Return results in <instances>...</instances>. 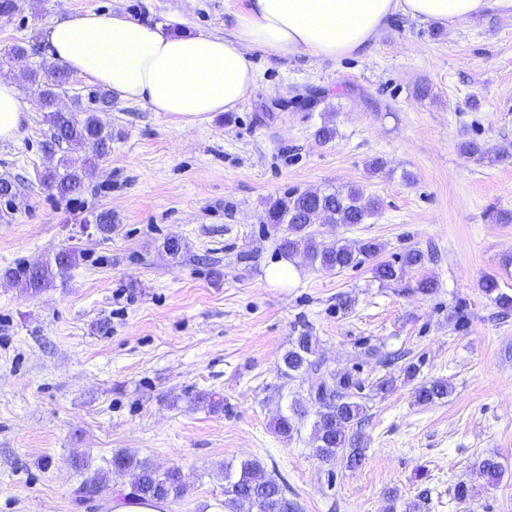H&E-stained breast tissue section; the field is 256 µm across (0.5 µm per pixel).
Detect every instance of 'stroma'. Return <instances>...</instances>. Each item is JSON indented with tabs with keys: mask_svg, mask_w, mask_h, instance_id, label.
<instances>
[{
	"mask_svg": "<svg viewBox=\"0 0 512 512\" xmlns=\"http://www.w3.org/2000/svg\"><path fill=\"white\" fill-rule=\"evenodd\" d=\"M0 17V67L29 109L0 142V175L19 180L0 202V512H104L76 502L72 451L101 467L116 450L176 466L188 492L170 512H224L225 464L261 461L301 512H512V312L484 293L512 289V15L443 26L397 14L351 57L249 48L251 96L233 112L197 117L116 101L101 119L112 149L76 200L41 183L49 126L25 79L50 67L43 32L77 12H119L174 32L228 36L247 0H18ZM335 128L323 142L315 131ZM474 140L484 159L463 154ZM386 166L375 172L374 158ZM361 186L380 202L364 224H314L317 240H376V259L328 270L303 256L297 278L268 281L279 231L266 203L290 192ZM111 211V234L84 231ZM179 240L171 257L164 245ZM81 251L69 276L32 296L7 271ZM418 249L424 267L379 281L375 263ZM435 278V294L415 286ZM319 339L322 370L362 387L364 464L319 460L312 419L286 441L272 421L308 378L278 366L300 332ZM420 365L415 379L403 369ZM396 387L376 392L377 381ZM443 378L448 398L418 405L419 384ZM204 395L224 400L214 411ZM495 457L487 486L477 464ZM476 495L458 504V482Z\"/></svg>",
	"mask_w": 512,
	"mask_h": 512,
	"instance_id": "obj_1",
	"label": "stroma"
}]
</instances>
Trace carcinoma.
<instances>
[{
	"label": "carcinoma",
	"mask_w": 512,
	"mask_h": 512,
	"mask_svg": "<svg viewBox=\"0 0 512 512\" xmlns=\"http://www.w3.org/2000/svg\"><path fill=\"white\" fill-rule=\"evenodd\" d=\"M35 87L41 108L49 125L50 137L44 142L43 150L49 159H54L56 149L64 143L82 142L91 148L92 156L102 158L110 151L111 132L105 129L98 116L112 107V96L104 88H93L85 97H77L73 107L61 110L57 106L59 92L70 84L71 73L63 65H55L39 75L30 71L25 75ZM56 160V159H54ZM86 168L61 157L50 165L42 175L43 184L61 199H67L82 192ZM379 209L378 201L367 196L363 188L351 185L337 191L292 192L271 201L266 210L268 223L276 229H284L280 239V252L288 257L302 255L310 264L323 268L344 270L356 268L365 260L375 257L380 245L374 240H361L354 244L338 241L333 244L319 242L308 231L313 224H364L374 217ZM78 251L66 248L57 252L50 260L37 261L18 271L9 273L21 283L26 291L38 294L53 286L57 279L67 276L76 267ZM427 256L420 250L407 251L400 257V267L386 262L373 268L378 279L395 280L405 267L422 268ZM487 296L504 311L512 310V293L500 288L499 281L488 277L482 282ZM318 357V340L303 333L296 337L282 357L280 374L293 379L301 374H315L317 379L308 389L310 401L318 409L313 428V442L316 456L323 461L342 456L351 469L363 465L366 445L356 428L365 414L364 406L356 400L354 390L359 388L350 374L336 376L321 371ZM451 387L444 379L423 383L415 391L416 403L426 406L448 397ZM307 410L292 406L291 413L281 414L273 421L274 433L289 441L298 433V424ZM110 474L98 471L82 480L76 493L97 494L107 489V481L126 479L129 495L142 499L177 501L184 497L186 486L178 469L164 471L147 459L137 458L124 450H117L109 461ZM479 470L486 483H499L503 470L493 457L479 463ZM263 468L256 459H246L239 465L224 468V512H240L243 506L253 508L261 503L262 512H297V504L288 498L287 489L272 477L262 475Z\"/></svg>",
	"instance_id": "obj_1"
}]
</instances>
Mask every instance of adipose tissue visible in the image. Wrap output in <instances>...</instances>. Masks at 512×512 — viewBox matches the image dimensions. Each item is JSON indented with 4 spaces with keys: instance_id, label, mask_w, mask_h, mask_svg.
Masks as SVG:
<instances>
[{
    "instance_id": "1",
    "label": "adipose tissue",
    "mask_w": 512,
    "mask_h": 512,
    "mask_svg": "<svg viewBox=\"0 0 512 512\" xmlns=\"http://www.w3.org/2000/svg\"><path fill=\"white\" fill-rule=\"evenodd\" d=\"M512 0H248L233 38L175 35L119 13L88 10L44 31L55 60L121 101L155 112H230L253 93L247 50L337 58L360 52L394 13L421 23L463 22ZM28 110L13 80L0 79V141L14 140Z\"/></svg>"
}]
</instances>
